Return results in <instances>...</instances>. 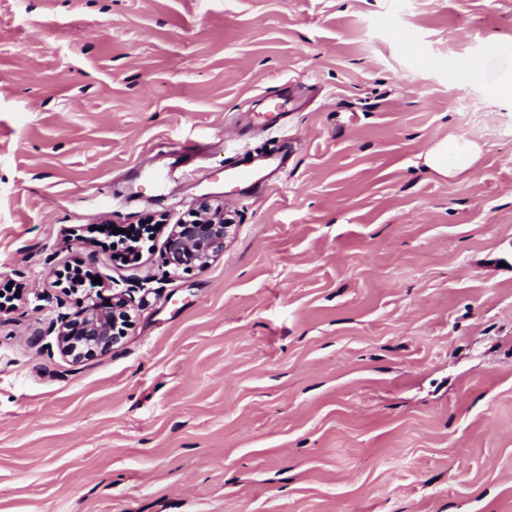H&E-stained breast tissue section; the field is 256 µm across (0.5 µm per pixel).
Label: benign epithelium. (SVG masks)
I'll return each instance as SVG.
<instances>
[{
  "label": "benign epithelium",
  "mask_w": 512,
  "mask_h": 512,
  "mask_svg": "<svg viewBox=\"0 0 512 512\" xmlns=\"http://www.w3.org/2000/svg\"><path fill=\"white\" fill-rule=\"evenodd\" d=\"M234 219L220 205L201 202L194 218L171 226L164 241L165 265L174 272L189 267H205L224 252ZM132 300L126 292L112 294L100 302L89 298L87 305L73 318H61L56 329L60 352L79 361L97 352L106 353L125 336L118 331L121 321H131Z\"/></svg>",
  "instance_id": "benign-epithelium-1"
}]
</instances>
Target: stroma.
<instances>
[{
    "label": "stroma",
    "instance_id": "1",
    "mask_svg": "<svg viewBox=\"0 0 512 512\" xmlns=\"http://www.w3.org/2000/svg\"><path fill=\"white\" fill-rule=\"evenodd\" d=\"M509 80L512 0H0V512H512ZM205 197L206 268L86 241ZM68 266L134 303L78 362ZM480 149L466 138L445 139L433 144L423 155L424 165L436 174L448 177L472 167ZM224 176L230 180L247 181L261 191L270 187L271 179L267 176H258L252 170L240 165L231 158L225 159Z\"/></svg>",
    "mask_w": 512,
    "mask_h": 512
}]
</instances>
